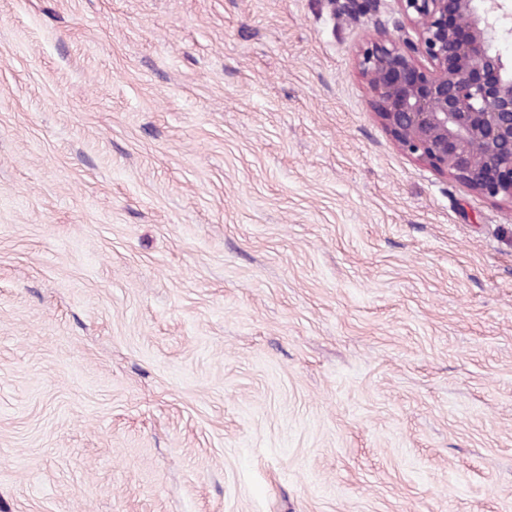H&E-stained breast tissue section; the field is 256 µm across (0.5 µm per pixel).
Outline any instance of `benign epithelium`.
<instances>
[{"label": "benign epithelium", "instance_id": "obj_1", "mask_svg": "<svg viewBox=\"0 0 512 512\" xmlns=\"http://www.w3.org/2000/svg\"><path fill=\"white\" fill-rule=\"evenodd\" d=\"M396 2V35L356 60L371 107L405 154L512 201V58L500 51L512 0Z\"/></svg>", "mask_w": 512, "mask_h": 512}]
</instances>
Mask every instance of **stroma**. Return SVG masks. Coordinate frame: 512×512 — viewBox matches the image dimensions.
I'll list each match as a JSON object with an SVG mask.
<instances>
[{
    "label": "stroma",
    "mask_w": 512,
    "mask_h": 512,
    "mask_svg": "<svg viewBox=\"0 0 512 512\" xmlns=\"http://www.w3.org/2000/svg\"><path fill=\"white\" fill-rule=\"evenodd\" d=\"M395 0H0V512H512V202L398 147Z\"/></svg>",
    "instance_id": "obj_1"
}]
</instances>
